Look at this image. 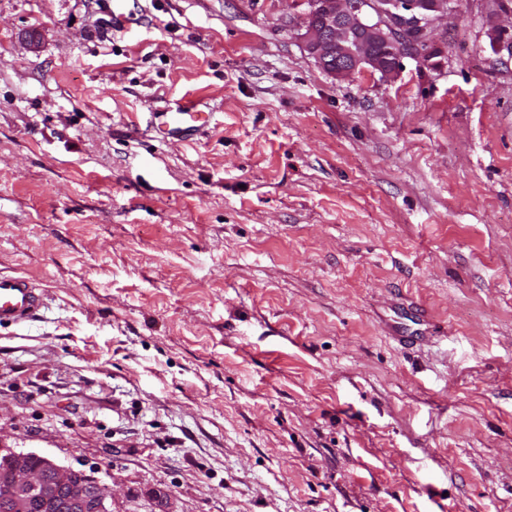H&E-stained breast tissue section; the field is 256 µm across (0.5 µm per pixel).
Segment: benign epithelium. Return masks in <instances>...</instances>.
Listing matches in <instances>:
<instances>
[{
  "mask_svg": "<svg viewBox=\"0 0 512 512\" xmlns=\"http://www.w3.org/2000/svg\"><path fill=\"white\" fill-rule=\"evenodd\" d=\"M298 23L304 49L330 76L364 72L396 76L402 59L429 64L441 50L436 23L452 0H306ZM112 488L94 477L33 452L0 444V512H33L35 503L55 512H113Z\"/></svg>",
  "mask_w": 512,
  "mask_h": 512,
  "instance_id": "7a95c632",
  "label": "benign epithelium"
}]
</instances>
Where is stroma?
<instances>
[{"label":"stroma","instance_id":"1","mask_svg":"<svg viewBox=\"0 0 512 512\" xmlns=\"http://www.w3.org/2000/svg\"><path fill=\"white\" fill-rule=\"evenodd\" d=\"M111 2L0 0V443L115 512H512V0L342 81L305 0ZM201 114L202 112L196 110V104L193 101L181 98L175 102V107L162 112L159 116L164 118L160 127L167 136L186 137L198 127L196 123L201 121L205 123ZM43 304V294L27 278L0 275V323L19 324L30 321Z\"/></svg>","mask_w":512,"mask_h":512}]
</instances>
